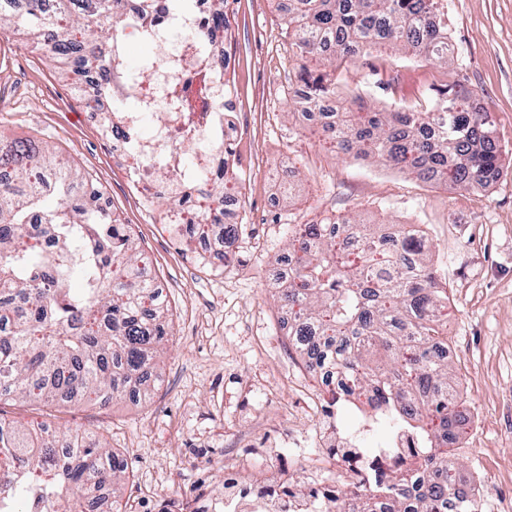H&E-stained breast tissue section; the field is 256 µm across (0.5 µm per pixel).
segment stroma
<instances>
[{
    "instance_id": "35a3bbf8",
    "label": "stroma",
    "mask_w": 512,
    "mask_h": 512,
    "mask_svg": "<svg viewBox=\"0 0 512 512\" xmlns=\"http://www.w3.org/2000/svg\"><path fill=\"white\" fill-rule=\"evenodd\" d=\"M235 24L224 39L236 100L229 134L237 160L238 270L186 266L195 243L165 237L131 204L112 145L88 120L69 68L25 36L0 37V136L54 148L104 197L149 260L169 308L162 374L150 399L106 406L0 402V416L98 434L127 462L126 512H159L172 489L218 485L224 460L272 472L278 454L315 460L320 392L288 345L277 294L267 280L286 267L295 225L353 214L369 224H418L448 288V363L468 420L450 455L460 472L490 474L483 512L512 503V0H443L456 60L444 64L387 48L337 69L346 108H424L450 88L489 113L502 170L485 190L422 182L388 166L322 149L314 125L299 126L293 87L299 59L288 48L282 0H224ZM288 166L291 194L271 197L268 173Z\"/></svg>"
}]
</instances>
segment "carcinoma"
I'll return each instance as SVG.
<instances>
[{"label": "carcinoma", "instance_id": "carcinoma-1", "mask_svg": "<svg viewBox=\"0 0 512 512\" xmlns=\"http://www.w3.org/2000/svg\"><path fill=\"white\" fill-rule=\"evenodd\" d=\"M118 0H28L0 11V33L28 26L36 44L85 78L109 80L97 45L119 27ZM288 37L303 61L297 104L332 93L306 61L348 67L386 45L448 62V26L428 25L437 0H297ZM61 31L54 45L44 29ZM330 148L436 185L488 187L501 157L486 113L442 92L429 110L324 113ZM83 177L48 146L0 147V400L33 406L147 399L159 380L167 305L142 275L143 254L92 189L67 202ZM281 306L297 335L335 370L342 400L366 407L383 429H405L425 448L409 484L391 475L369 490L365 512H448L454 481L448 419L463 403L446 361L448 291L437 287L430 242L409 224L391 247L377 224L352 216L299 225ZM0 497L14 512H123L127 464L97 436L57 434L0 419Z\"/></svg>", "mask_w": 512, "mask_h": 512}]
</instances>
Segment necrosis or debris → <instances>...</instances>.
<instances>
[{"mask_svg": "<svg viewBox=\"0 0 512 512\" xmlns=\"http://www.w3.org/2000/svg\"><path fill=\"white\" fill-rule=\"evenodd\" d=\"M165 0H121L122 29L112 38L105 60L112 69V82L100 94L121 104L118 112L97 114L99 129L112 136V159L127 171L132 195L141 208L157 197L167 198L171 209L165 223L185 233L183 203L200 199L206 185L224 175V127L234 117L235 104L224 91L223 26L211 18L207 0H196L193 11L183 17L165 10ZM149 33L151 70L148 79L134 81L125 51L128 31ZM137 85V108L124 105L125 88ZM151 135H143L144 125ZM180 172L175 182L161 181L158 167ZM327 432L316 433L321 453L333 460L338 476L358 475L351 488H337L335 495H321L324 484L316 467H308L302 478H294V463L267 476L250 475L234 464L224 467L220 490L205 496L172 493L161 505L162 512H273L287 504L293 512H357L374 477L399 472L416 475L421 460V440L403 431L389 435L386 445L365 447L363 433L376 421L365 417L357 432L335 426V405L322 407Z\"/></svg>", "mask_w": 512, "mask_h": 512, "instance_id": "necrosis-or-debris-1", "label": "necrosis or debris"}]
</instances>
